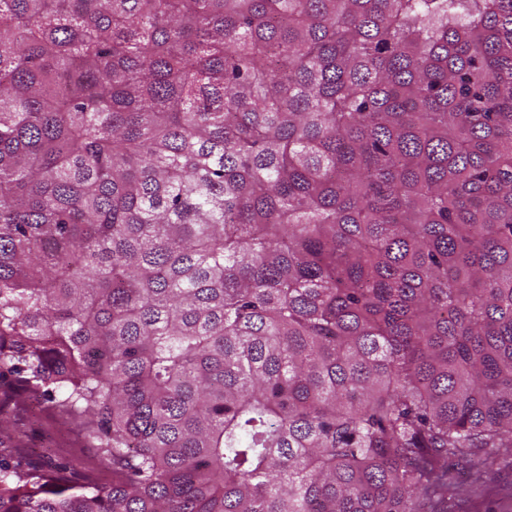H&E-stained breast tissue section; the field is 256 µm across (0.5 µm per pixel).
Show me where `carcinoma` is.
<instances>
[{"label":"carcinoma","instance_id":"cac0c4a2","mask_svg":"<svg viewBox=\"0 0 512 512\" xmlns=\"http://www.w3.org/2000/svg\"><path fill=\"white\" fill-rule=\"evenodd\" d=\"M0 512H428L512 452V0H0ZM31 411V404L25 410L11 413L9 429H23L28 433L25 450L33 462L41 463L49 458L64 462L65 458L89 455L90 448L82 449L76 432L45 416L37 409Z\"/></svg>","mask_w":512,"mask_h":512}]
</instances>
